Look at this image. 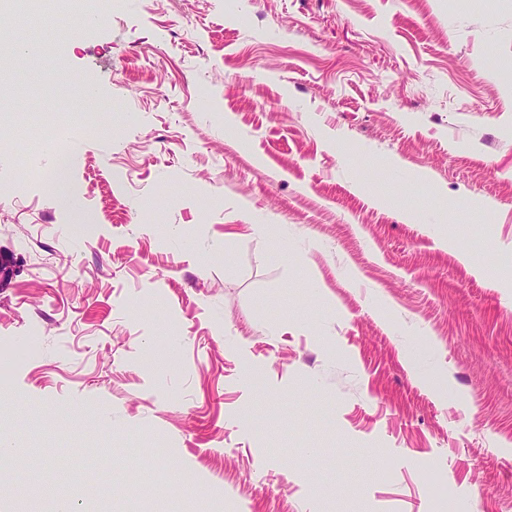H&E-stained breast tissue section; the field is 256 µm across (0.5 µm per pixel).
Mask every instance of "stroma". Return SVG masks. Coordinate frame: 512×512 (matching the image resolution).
Returning a JSON list of instances; mask_svg holds the SVG:
<instances>
[{
	"instance_id": "1",
	"label": "stroma",
	"mask_w": 512,
	"mask_h": 512,
	"mask_svg": "<svg viewBox=\"0 0 512 512\" xmlns=\"http://www.w3.org/2000/svg\"><path fill=\"white\" fill-rule=\"evenodd\" d=\"M106 12L67 189L0 112V512H512V0Z\"/></svg>"
}]
</instances>
